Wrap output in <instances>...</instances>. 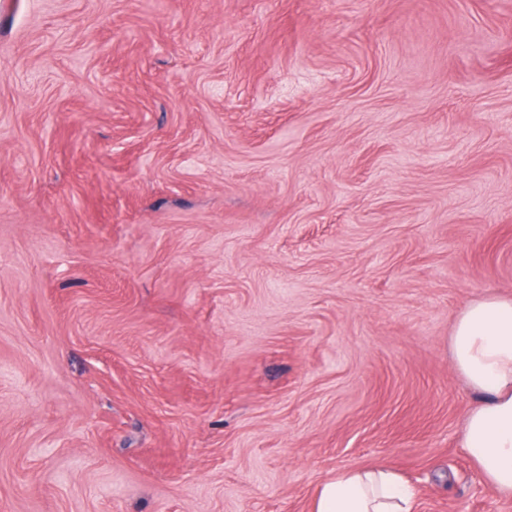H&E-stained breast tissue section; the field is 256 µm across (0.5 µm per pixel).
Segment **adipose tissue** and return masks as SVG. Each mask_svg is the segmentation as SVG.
Masks as SVG:
<instances>
[{
  "label": "adipose tissue",
  "instance_id": "1",
  "mask_svg": "<svg viewBox=\"0 0 512 512\" xmlns=\"http://www.w3.org/2000/svg\"><path fill=\"white\" fill-rule=\"evenodd\" d=\"M453 363L481 396L468 414L463 446L484 482L512 497V298L485 295L459 314ZM413 489L389 468L343 470L317 489L312 512H415Z\"/></svg>",
  "mask_w": 512,
  "mask_h": 512
}]
</instances>
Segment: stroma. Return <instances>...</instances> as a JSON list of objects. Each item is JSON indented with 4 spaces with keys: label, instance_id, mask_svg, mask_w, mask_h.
I'll use <instances>...</instances> for the list:
<instances>
[{
    "label": "stroma",
    "instance_id": "stroma-1",
    "mask_svg": "<svg viewBox=\"0 0 512 512\" xmlns=\"http://www.w3.org/2000/svg\"><path fill=\"white\" fill-rule=\"evenodd\" d=\"M512 297V0H0V512H512L450 336ZM312 512H415L413 489L389 468L343 470L317 489Z\"/></svg>",
    "mask_w": 512,
    "mask_h": 512
}]
</instances>
